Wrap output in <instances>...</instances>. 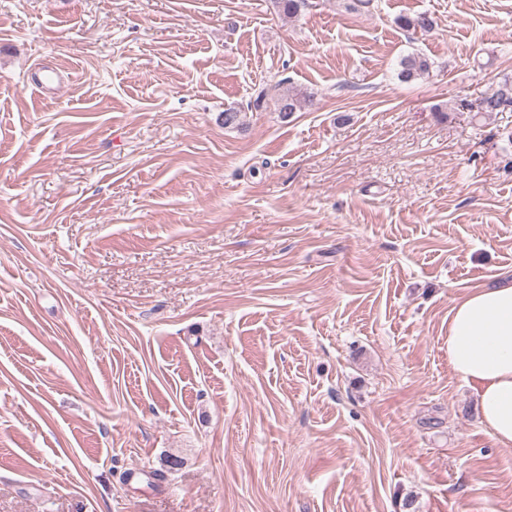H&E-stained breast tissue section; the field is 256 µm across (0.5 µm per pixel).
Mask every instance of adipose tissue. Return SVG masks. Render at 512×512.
<instances>
[{"label":"adipose tissue","mask_w":512,"mask_h":512,"mask_svg":"<svg viewBox=\"0 0 512 512\" xmlns=\"http://www.w3.org/2000/svg\"><path fill=\"white\" fill-rule=\"evenodd\" d=\"M448 363L477 389L481 422L512 449V279L461 295L448 320Z\"/></svg>","instance_id":"1"}]
</instances>
